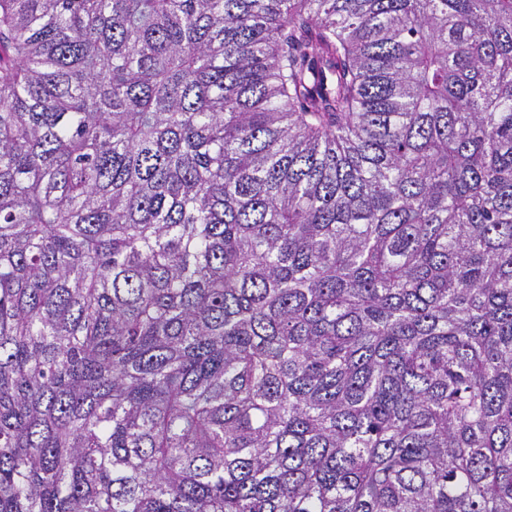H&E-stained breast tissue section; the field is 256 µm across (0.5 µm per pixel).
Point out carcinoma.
Here are the masks:
<instances>
[{
    "mask_svg": "<svg viewBox=\"0 0 512 512\" xmlns=\"http://www.w3.org/2000/svg\"><path fill=\"white\" fill-rule=\"evenodd\" d=\"M0 512H512V0H0Z\"/></svg>",
    "mask_w": 512,
    "mask_h": 512,
    "instance_id": "cac0c4a2",
    "label": "carcinoma"
}]
</instances>
